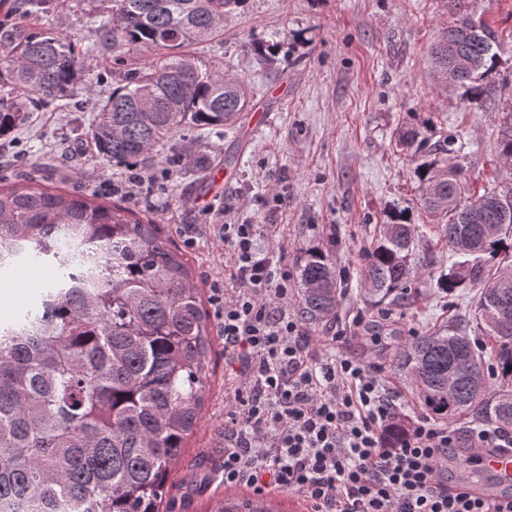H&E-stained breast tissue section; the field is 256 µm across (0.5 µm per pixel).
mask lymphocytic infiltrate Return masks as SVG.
Returning a JSON list of instances; mask_svg holds the SVG:
<instances>
[{
    "mask_svg": "<svg viewBox=\"0 0 512 512\" xmlns=\"http://www.w3.org/2000/svg\"><path fill=\"white\" fill-rule=\"evenodd\" d=\"M228 280L211 284L224 358L233 368L235 405L224 423V482L261 493L293 491L311 512H512L448 477V458L464 443L512 452V432L468 434L414 420L388 440L398 412L378 368L348 354L311 347L290 312L292 273L260 243L259 228L217 225Z\"/></svg>",
    "mask_w": 512,
    "mask_h": 512,
    "instance_id": "f902f5d3",
    "label": "lymphocytic infiltrate"
}]
</instances>
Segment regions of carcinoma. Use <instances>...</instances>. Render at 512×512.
I'll use <instances>...</instances> for the list:
<instances>
[{
    "label": "carcinoma",
    "instance_id": "obj_1",
    "mask_svg": "<svg viewBox=\"0 0 512 512\" xmlns=\"http://www.w3.org/2000/svg\"><path fill=\"white\" fill-rule=\"evenodd\" d=\"M98 25L112 60L166 50L128 71L95 108L91 139L117 165L144 167L182 130H232L250 103L248 85L189 55L212 41L244 0H109ZM454 25L430 57L437 81L469 102L494 94L495 33L476 25L466 0H448ZM84 60L53 31L0 29V137L24 124L34 101L71 96ZM38 95V99L31 95ZM448 149L417 166L421 205L443 220L439 239L465 258L442 269L448 294L480 285L481 335L459 326L415 333L391 369L415 386L433 421L512 428V186L467 193ZM494 152L512 162V112L502 113ZM97 194L47 188L33 178L0 187V270L23 256L62 271L34 309L0 328V512H171L174 461L193 433L211 321L189 259L158 224ZM418 227L400 214L362 251L365 300L386 316L413 308V282L431 266L416 256ZM306 332L336 319L344 295L333 252L308 250L299 267ZM212 512H273L268 497H224Z\"/></svg>",
    "mask_w": 512,
    "mask_h": 512
}]
</instances>
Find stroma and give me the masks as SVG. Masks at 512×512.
I'll return each mask as SVG.
<instances>
[{
    "mask_svg": "<svg viewBox=\"0 0 512 512\" xmlns=\"http://www.w3.org/2000/svg\"><path fill=\"white\" fill-rule=\"evenodd\" d=\"M45 8L86 67L69 99L37 105L22 126L0 137V185L32 176L46 186L150 208L165 235L187 254L206 297L224 271V245L214 234L196 238L198 225L223 223L228 214L247 224L279 225L288 244L285 265L293 272L305 249L335 245L345 294L336 321L320 328L312 343L321 345L337 331L349 335L347 353L380 367L401 413L419 416L410 384L388 368L389 353L413 333L449 320L474 332L478 291L472 286L449 296L425 276L415 283L421 295L416 307L386 319L360 293L361 252L389 214L402 211L418 226L420 248L435 250L438 265L448 263L433 218L417 203L416 163L398 145V133L418 132L432 146L457 135L470 194L512 184V169L499 166L494 156L501 115L512 110V0L467 2L473 19L499 36L490 75L496 93L481 107L468 105L461 90L443 88L434 77L430 44L452 20L448 0H245L225 18L217 41L192 52L244 79L253 105H265L266 123L247 145L234 131L177 134L175 149L192 147L193 161L175 162L172 151H161L134 197L125 188L132 168L112 164L94 146L90 123L97 100L85 88L94 82L110 92L116 77L150 57L130 53L116 63L111 52H91L104 0H46ZM255 44L272 46L273 56L259 61L251 50ZM275 85L286 88L285 99H266ZM226 164L230 184L213 183L211 172ZM56 276L54 268L33 260L0 276V322L36 305ZM375 335L380 344L372 343ZM211 341L204 406L170 476L175 512H211L217 500L242 491L224 483L219 329H212Z\"/></svg>",
    "mask_w": 512,
    "mask_h": 512,
    "instance_id": "stroma-1",
    "label": "stroma"
}]
</instances>
